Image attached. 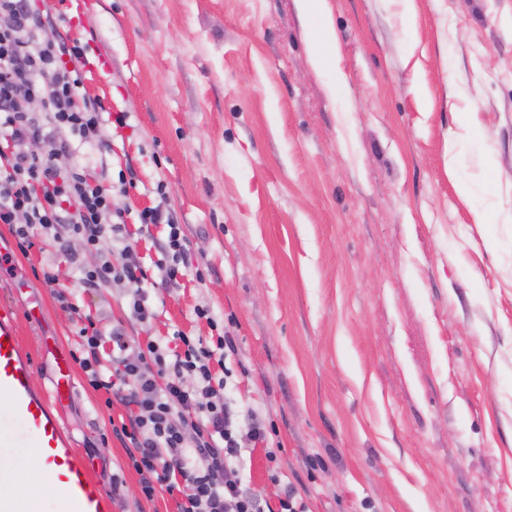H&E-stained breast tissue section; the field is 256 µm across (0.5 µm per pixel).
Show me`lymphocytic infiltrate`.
<instances>
[{
  "mask_svg": "<svg viewBox=\"0 0 512 512\" xmlns=\"http://www.w3.org/2000/svg\"><path fill=\"white\" fill-rule=\"evenodd\" d=\"M57 26L37 0H0V224L11 225L24 252L46 235L75 237L90 253L111 241L113 259L82 268L81 282L87 288L135 285L130 318L143 323L153 316L141 289L150 277L130 240V215L113 203L131 179L122 175L112 183L94 178L87 165L57 163L76 144L108 145L103 106L84 88L79 41L57 33ZM32 142L42 144V152H29ZM136 218L137 232L152 236L161 254L155 263L161 287H178L191 262L181 225L159 205ZM79 336L75 360L89 386L104 391L107 404L127 409L112 433L126 447L144 499L162 489L175 512H266L267 501L240 476L245 445L265 442V428L256 410L233 411L223 379L211 368L214 358L235 352L230 334L217 336L211 347L179 330L168 342L133 345L116 328L106 363L95 325L85 324Z\"/></svg>",
  "mask_w": 512,
  "mask_h": 512,
  "instance_id": "1",
  "label": "lymphocytic infiltrate"
}]
</instances>
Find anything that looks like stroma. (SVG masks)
<instances>
[{"label":"stroma","mask_w":512,"mask_h":512,"mask_svg":"<svg viewBox=\"0 0 512 512\" xmlns=\"http://www.w3.org/2000/svg\"><path fill=\"white\" fill-rule=\"evenodd\" d=\"M45 2L110 143L59 165L132 167L114 201L133 211L164 184L192 249L128 333L229 329L226 392L268 436L243 450L244 484L277 505L281 471L309 512H512V0H325L334 93L302 0ZM0 253L44 391L51 349L79 341L56 291L107 337L135 288L84 289L99 257L74 238L24 252L0 224ZM74 375L59 412L103 486L122 476L115 512H174L141 496L112 434L124 407Z\"/></svg>","instance_id":"stroma-1"}]
</instances>
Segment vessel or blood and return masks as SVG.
<instances>
[{
    "label": "vessel or blood",
    "mask_w": 512,
    "mask_h": 512,
    "mask_svg": "<svg viewBox=\"0 0 512 512\" xmlns=\"http://www.w3.org/2000/svg\"><path fill=\"white\" fill-rule=\"evenodd\" d=\"M33 364L16 328V311L0 304V447L33 448L67 497L69 512H112L110 496L94 475L90 460L80 455L64 432L58 406L75 391L69 356L58 355L49 391L33 385Z\"/></svg>",
    "instance_id": "b4317fda"
}]
</instances>
